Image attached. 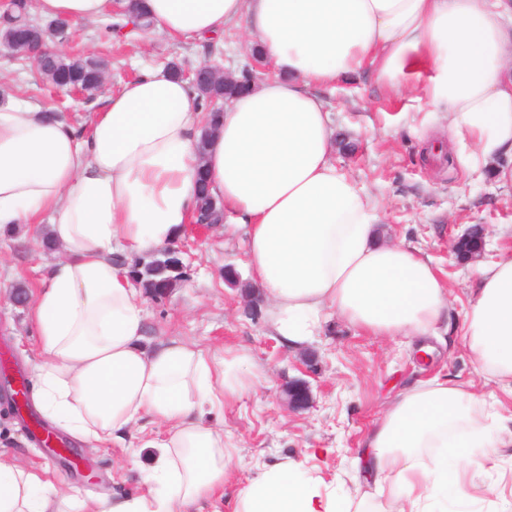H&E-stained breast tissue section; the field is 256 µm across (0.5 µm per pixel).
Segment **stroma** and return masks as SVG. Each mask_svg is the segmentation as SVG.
Returning a JSON list of instances; mask_svg holds the SVG:
<instances>
[{
  "label": "stroma",
  "instance_id": "1",
  "mask_svg": "<svg viewBox=\"0 0 512 512\" xmlns=\"http://www.w3.org/2000/svg\"><path fill=\"white\" fill-rule=\"evenodd\" d=\"M69 48L107 59L113 91L173 60L186 70L211 61L236 71L250 56L239 29L225 32L210 52L150 31L118 38L99 20L77 24ZM5 95L60 111L76 124L100 107L36 83L29 62L0 56V97ZM323 95L334 123L358 144L355 153L337 155V164L378 201L385 241L412 242L432 257L449 288L450 330L429 338L432 353L426 359L415 339L368 335L337 316L308 344L286 347L268 323L266 304L247 312L238 288L224 280L228 266L242 281L250 279L243 233L225 234L220 225L185 226L176 243L184 251L186 277L167 298L144 300L145 335L152 341L180 338L219 356L243 352L253 363L247 389L226 398L223 409L205 419L223 430L231 458L223 496L200 500L192 512H235L238 491L261 468L287 457L308 461L339 490L365 486L363 471L352 461L398 393L435 377L467 389L489 387L456 332L478 260L458 259L451 247L471 225L481 224L498 248L512 251V191L499 188L488 168L468 167L469 147L452 148V166L431 160V145L447 141L448 129L442 113L426 101L386 96L363 76L324 89ZM55 258L28 226L0 234V358L29 377L41 358L39 338L26 306L15 302L14 289L20 285L34 293ZM296 379L307 381L312 395L311 405L297 411L282 394ZM165 432L163 424L146 417L121 444L74 439L90 465L81 472L46 454L25 422L4 412L0 451L41 472L57 489L109 499L145 491L141 466L149 455L140 444L164 438ZM448 507L450 512H512V447L498 449L482 469L467 468Z\"/></svg>",
  "mask_w": 512,
  "mask_h": 512
}]
</instances>
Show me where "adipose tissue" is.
<instances>
[{"instance_id": "ef3b65f1", "label": "adipose tissue", "mask_w": 512, "mask_h": 512, "mask_svg": "<svg viewBox=\"0 0 512 512\" xmlns=\"http://www.w3.org/2000/svg\"><path fill=\"white\" fill-rule=\"evenodd\" d=\"M113 0H36L46 19L100 18ZM157 33L218 36L243 26L274 71L209 120L190 80L149 70L107 95L85 130L36 104L0 106V229L18 224L64 250L30 301L45 356L34 398L69 434L120 440L143 417L166 427L145 481L150 495L57 497L39 472L0 452V512H189L224 485V435L206 410L244 388L246 355L208 356L169 339L143 344L141 293L119 251L154 250L188 224L196 171L243 230L252 284L283 344L320 333L328 313L377 336L427 338L448 318L447 288L421 249L380 238L376 202L334 160L338 130L322 89L354 74L413 91L443 113L448 139L495 163L512 188V0H144ZM462 339L497 391L433 379L402 392L358 456L374 484L344 499L288 459L238 493L236 512H435L449 462L479 468L512 446V254L481 263Z\"/></svg>"}]
</instances>
